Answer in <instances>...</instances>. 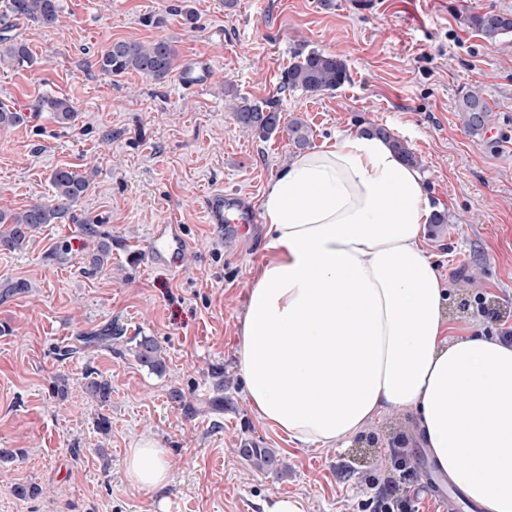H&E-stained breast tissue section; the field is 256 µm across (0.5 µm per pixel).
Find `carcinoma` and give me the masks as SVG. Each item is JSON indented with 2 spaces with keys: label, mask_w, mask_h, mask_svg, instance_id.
Masks as SVG:
<instances>
[{
  "label": "carcinoma",
  "mask_w": 512,
  "mask_h": 512,
  "mask_svg": "<svg viewBox=\"0 0 512 512\" xmlns=\"http://www.w3.org/2000/svg\"><path fill=\"white\" fill-rule=\"evenodd\" d=\"M6 8L17 16L37 20L45 25L58 21V0H7ZM461 24L477 32L485 41L495 43L502 37L512 34V14L487 11L461 16ZM178 54L172 42L156 39L148 43L117 41L111 43L97 59L99 69L111 76H120L135 71L156 82H162L176 68ZM6 60L16 69L29 68L36 59L28 45L13 35H0V61ZM349 79L345 63L337 56L319 50H311L299 60L291 63L286 72V83L291 90L306 93L334 91ZM235 120L243 127L268 138L279 130L280 115L272 102L245 103L231 107ZM38 112H51L61 124L71 125L78 121L79 113L71 101L65 97L43 96L36 106ZM458 111L463 117L464 128L472 133L483 132L490 122L491 112L477 90H467L458 100ZM371 129L388 140L400 159L409 165H419L420 159L400 137L382 125ZM295 147L305 148L309 143L305 125L296 120L288 128ZM50 182L54 188L56 203L35 201L20 212L0 210V249L15 250L27 236L44 224H54L64 216L68 205L75 203L87 191L90 181L78 172L64 167L53 169ZM112 252V242L104 239L97 244L91 255V269L105 265ZM112 339V325L80 337L86 347L98 345ZM136 360L149 370L161 373L165 364L161 358L158 343L144 338L136 345ZM85 392L97 399L105 400L111 392L107 380L85 375ZM242 455L257 462L258 468H272L277 465L276 456L266 448H243Z\"/></svg>",
  "instance_id": "carcinoma-1"
}]
</instances>
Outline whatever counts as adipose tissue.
<instances>
[{
    "instance_id": "adipose-tissue-1",
    "label": "adipose tissue",
    "mask_w": 512,
    "mask_h": 512,
    "mask_svg": "<svg viewBox=\"0 0 512 512\" xmlns=\"http://www.w3.org/2000/svg\"><path fill=\"white\" fill-rule=\"evenodd\" d=\"M269 256L247 291L238 364L256 416L301 446L350 443L411 410L435 468L483 512H512V342L455 336L423 236L418 168L376 136L294 155L260 199ZM124 474L158 491L167 451L149 433Z\"/></svg>"
}]
</instances>
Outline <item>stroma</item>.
I'll list each match as a JSON object with an SVG mask.
<instances>
[{"label": "stroma", "mask_w": 512, "mask_h": 512, "mask_svg": "<svg viewBox=\"0 0 512 512\" xmlns=\"http://www.w3.org/2000/svg\"><path fill=\"white\" fill-rule=\"evenodd\" d=\"M32 67L0 64V103L23 122L0 127V210L53 202L50 173H92L64 219L42 226L16 251H0V505L7 512H262L279 496L305 512H370L367 479L393 473L402 448L421 471L420 512H448L439 476L416 434V418L392 410L352 444L299 447L251 411L238 370L239 318L266 255L262 229L219 241L202 218L204 192L219 187L259 203L296 154L287 126L302 120L310 148L372 124L406 140L421 161L434 210L450 224L427 227L426 248L449 291L453 324L495 330L460 310L476 294L512 325V36L486 43L461 15L512 12V0H59L45 25L8 14ZM192 11L195 24L185 23ZM169 39L186 67L205 57L208 79L184 88L130 72H100L101 51L119 40ZM342 58L348 82L311 94L285 88L299 53ZM482 89L484 134L456 112L461 92ZM272 101L281 127L258 138L236 122L226 94ZM70 99L80 117L58 123L35 111L44 95ZM93 224L96 235L82 230ZM155 224H179L190 247L179 266L148 257ZM112 240L103 269L88 272L99 237ZM122 329L119 351L83 349L81 333ZM150 337L166 369L142 367L131 339ZM112 385L108 401L86 394L87 370ZM180 390L183 402L170 393ZM109 422L101 432L100 419ZM168 450L171 480L132 487L124 459L135 437ZM268 448L278 468L257 469L243 447Z\"/></svg>", "instance_id": "stroma-1"}]
</instances>
